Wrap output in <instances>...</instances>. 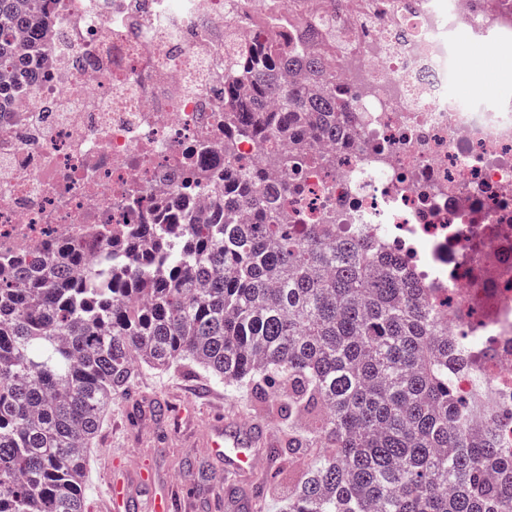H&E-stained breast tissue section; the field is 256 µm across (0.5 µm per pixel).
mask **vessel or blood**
<instances>
[{"label":"vessel or blood","instance_id":"1","mask_svg":"<svg viewBox=\"0 0 512 512\" xmlns=\"http://www.w3.org/2000/svg\"><path fill=\"white\" fill-rule=\"evenodd\" d=\"M212 457L224 465V472L244 481L266 465L267 460L256 446L254 426L239 421L214 422L207 435ZM150 512H168L169 497L154 486L147 471L122 474L109 485V512H139L141 506Z\"/></svg>","mask_w":512,"mask_h":512}]
</instances>
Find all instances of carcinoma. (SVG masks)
Here are the masks:
<instances>
[{"mask_svg": "<svg viewBox=\"0 0 512 512\" xmlns=\"http://www.w3.org/2000/svg\"><path fill=\"white\" fill-rule=\"evenodd\" d=\"M47 25L40 0H0V76L31 79L23 42ZM299 68L313 86L284 82ZM224 99V137L260 144L334 141L349 110L320 59L231 32ZM209 189L189 224L125 225L100 269L71 246L0 264V512H80L112 400L177 360L281 419L308 460L281 512H512V454L470 422L492 411L484 378L467 401L456 390L476 341L448 335L429 290L334 224L271 223L254 173Z\"/></svg>", "mask_w": 512, "mask_h": 512, "instance_id": "obj_1", "label": "carcinoma"}]
</instances>
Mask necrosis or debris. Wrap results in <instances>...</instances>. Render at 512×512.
Segmentation results:
<instances>
[{
  "instance_id": "necrosis-or-debris-1",
  "label": "necrosis or debris",
  "mask_w": 512,
  "mask_h": 512,
  "mask_svg": "<svg viewBox=\"0 0 512 512\" xmlns=\"http://www.w3.org/2000/svg\"><path fill=\"white\" fill-rule=\"evenodd\" d=\"M328 0H44L34 88L0 113V260L76 242L104 266L124 224L186 218L187 170L238 167L292 224H341L433 288L448 332L476 337L497 447L512 452V90L468 63L512 54V0H345L333 42L299 17ZM266 30L329 60L349 112L316 164L241 136L224 152V32Z\"/></svg>"
}]
</instances>
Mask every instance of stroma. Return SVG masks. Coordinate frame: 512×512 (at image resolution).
<instances>
[{
    "label": "stroma",
    "mask_w": 512,
    "mask_h": 512,
    "mask_svg": "<svg viewBox=\"0 0 512 512\" xmlns=\"http://www.w3.org/2000/svg\"><path fill=\"white\" fill-rule=\"evenodd\" d=\"M260 427L266 445L284 441L278 417L249 395L221 386L204 387L198 368L179 362L167 371L146 370L116 400L89 454L96 512H106L107 483L124 469L150 471L174 501L172 512H228L230 493L243 492L241 512H280V498L304 472L305 458L271 459L244 489L224 483V467L211 460L204 435L215 415ZM183 471L191 484L176 483Z\"/></svg>",
    "instance_id": "35a3bbf8"
}]
</instances>
